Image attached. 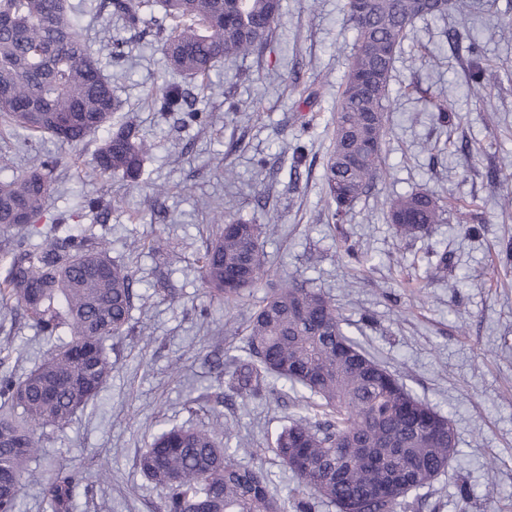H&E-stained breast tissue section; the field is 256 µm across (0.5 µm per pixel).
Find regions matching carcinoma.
I'll return each mask as SVG.
<instances>
[{
  "label": "carcinoma",
  "instance_id": "obj_1",
  "mask_svg": "<svg viewBox=\"0 0 512 512\" xmlns=\"http://www.w3.org/2000/svg\"><path fill=\"white\" fill-rule=\"evenodd\" d=\"M145 0H101L132 30ZM172 24L156 31L169 69L204 78L218 64L260 52L274 34L280 0H160ZM466 0H368L359 14L346 3V22L355 32L348 70L333 115L334 138L327 160V195L339 218L380 177L382 145L393 65L409 27L427 17L460 11ZM70 0H0V125L48 134L80 144L109 130L93 156L103 175L139 183L151 145L132 123L112 130L119 108L104 76L100 50L83 37L71 18ZM476 97L499 75L477 71ZM165 111L180 109L192 120L199 112L177 87L157 98ZM71 117L68 130L58 125ZM54 161L0 181V229L17 227V211L35 222L51 195ZM446 206L429 191L390 200L395 234L415 239L443 220ZM214 241L201 257V278L212 296L236 303L270 269L266 235L279 216L252 224L219 215ZM53 224L44 240L11 239L13 259L0 280V301L16 303L45 336L58 337L41 363L21 379L0 377V512H18L28 462L42 447L40 429L62 427L94 401L112 374L108 341L130 331L137 297L129 269L85 232L58 235ZM245 356L224 368L213 366L226 391L258 397L281 381L306 394L300 411L276 434L272 451L294 486L283 498L271 475L245 466L238 449L216 433L171 427L161 430L140 454L137 467L165 490L161 512H315L321 504L336 512H398L407 496L430 486L448 467V417L419 400L383 364L365 352L344 328L336 306L321 291L294 278L280 280L255 306L246 327ZM362 448L361 462L343 461L342 449ZM389 483L386 493L375 481ZM50 512H69L79 475L55 467L42 476Z\"/></svg>",
  "mask_w": 512,
  "mask_h": 512
}]
</instances>
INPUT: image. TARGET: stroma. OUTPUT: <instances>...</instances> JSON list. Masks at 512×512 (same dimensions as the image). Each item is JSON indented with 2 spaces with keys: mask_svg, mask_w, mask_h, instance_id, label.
<instances>
[{
  "mask_svg": "<svg viewBox=\"0 0 512 512\" xmlns=\"http://www.w3.org/2000/svg\"><path fill=\"white\" fill-rule=\"evenodd\" d=\"M80 2L88 41L106 30L126 42L101 67L121 103L113 125L136 121L152 145L144 174L132 187L92 171L104 132L73 147L20 130L0 133V179L30 157H51L56 190L22 234L57 222L74 232L92 227L128 266L137 299L133 330L113 341L114 367L98 399L64 427L45 428L32 468L51 462L79 473L71 512H159L164 491L139 472L137 455L161 429L218 419L241 462L286 490L291 476L267 445L296 412L294 392L280 385L262 400L215 403L224 385L212 362L240 354L249 309L292 277L329 296L357 342L450 419L455 451L419 491L414 512H512V265L497 260L512 247V207L497 184L512 169V33L504 31L512 0H469L468 13L415 22L391 73L384 172L340 221L324 174L355 38L347 0H282L262 53L187 81L206 114L200 123L155 104L172 75L153 37L123 29L99 0ZM477 65L499 74L480 98L467 91ZM438 98L453 105L444 126L434 118ZM297 146L306 156L298 170ZM228 168L235 181L225 180ZM415 190L438 194L448 212L428 237L409 242L395 235L386 204ZM90 197L109 204L108 220L85 208ZM269 210L282 219L265 245L271 274L225 306L197 262L211 220L221 211L261 224ZM160 238L164 256L152 249ZM435 246L448 250L446 272L428 262ZM51 346L15 304H0V376H25Z\"/></svg>",
  "mask_w": 512,
  "mask_h": 512,
  "instance_id": "stroma-1",
  "label": "stroma"
}]
</instances>
